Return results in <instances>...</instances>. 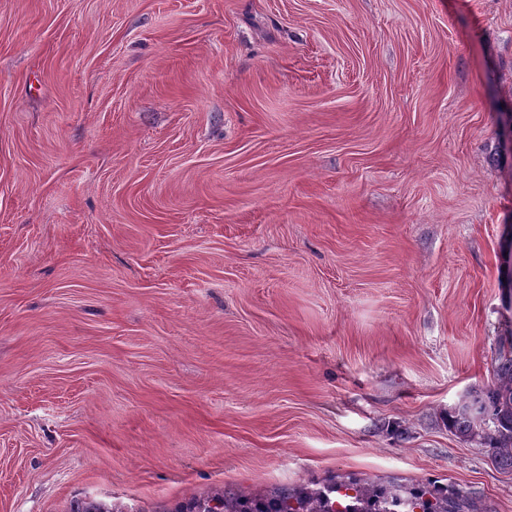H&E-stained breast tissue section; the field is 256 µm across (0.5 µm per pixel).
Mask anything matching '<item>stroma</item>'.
Segmentation results:
<instances>
[{
  "instance_id": "obj_1",
  "label": "stroma",
  "mask_w": 512,
  "mask_h": 512,
  "mask_svg": "<svg viewBox=\"0 0 512 512\" xmlns=\"http://www.w3.org/2000/svg\"><path fill=\"white\" fill-rule=\"evenodd\" d=\"M508 224L512 0H0V512L330 473L512 512L448 428Z\"/></svg>"
}]
</instances>
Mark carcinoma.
<instances>
[{"mask_svg":"<svg viewBox=\"0 0 512 512\" xmlns=\"http://www.w3.org/2000/svg\"><path fill=\"white\" fill-rule=\"evenodd\" d=\"M493 376L494 383L450 416L449 425L464 437H480L494 462L512 470V346L499 352ZM266 503L285 512H465L470 507L453 488L406 491L399 484L387 487L353 476H331L314 489L301 485L275 487L264 494L214 492L171 512H270L263 508Z\"/></svg>","mask_w":512,"mask_h":512,"instance_id":"1","label":"carcinoma"}]
</instances>
